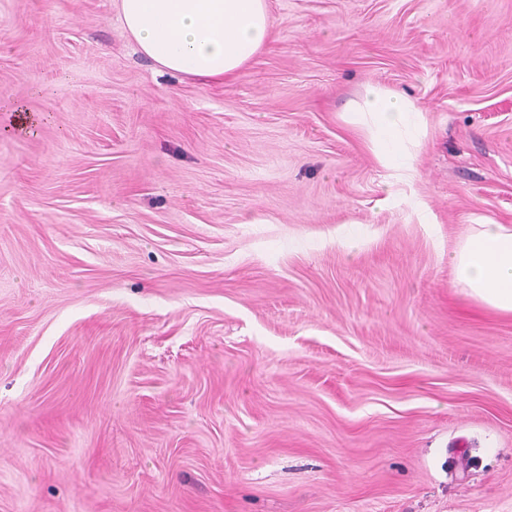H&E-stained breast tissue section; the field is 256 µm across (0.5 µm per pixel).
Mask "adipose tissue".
Returning a JSON list of instances; mask_svg holds the SVG:
<instances>
[{"label": "adipose tissue", "instance_id": "ef3b65f1", "mask_svg": "<svg viewBox=\"0 0 512 512\" xmlns=\"http://www.w3.org/2000/svg\"><path fill=\"white\" fill-rule=\"evenodd\" d=\"M138 50L163 70L201 83L237 77L271 35L267 0H115ZM371 123V149L399 181L415 175L423 115L415 102L366 86L352 107ZM454 282L481 305L512 313V227L478 224L451 258Z\"/></svg>", "mask_w": 512, "mask_h": 512}]
</instances>
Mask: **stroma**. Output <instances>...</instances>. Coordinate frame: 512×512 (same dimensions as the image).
Returning a JSON list of instances; mask_svg holds the SVG:
<instances>
[{"label":"stroma","mask_w":512,"mask_h":512,"mask_svg":"<svg viewBox=\"0 0 512 512\" xmlns=\"http://www.w3.org/2000/svg\"><path fill=\"white\" fill-rule=\"evenodd\" d=\"M268 4L201 84L0 0V512H512V315L450 266L512 226V0ZM368 85L424 111L391 192Z\"/></svg>","instance_id":"1"}]
</instances>
